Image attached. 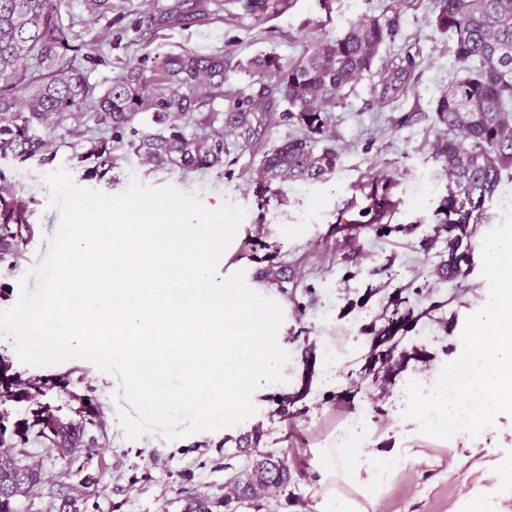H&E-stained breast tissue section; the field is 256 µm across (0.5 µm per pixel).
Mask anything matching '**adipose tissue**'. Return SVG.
Here are the masks:
<instances>
[{"label":"adipose tissue","mask_w":512,"mask_h":512,"mask_svg":"<svg viewBox=\"0 0 512 512\" xmlns=\"http://www.w3.org/2000/svg\"><path fill=\"white\" fill-rule=\"evenodd\" d=\"M392 466V460L379 458L366 469L351 452L322 449L313 492L316 512H375L376 501L368 496V486L373 477L385 475Z\"/></svg>","instance_id":"1"}]
</instances>
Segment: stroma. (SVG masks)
<instances>
[{
    "label": "stroma",
    "mask_w": 512,
    "mask_h": 512,
    "mask_svg": "<svg viewBox=\"0 0 512 512\" xmlns=\"http://www.w3.org/2000/svg\"><path fill=\"white\" fill-rule=\"evenodd\" d=\"M84 0H63V14L92 56L89 81L109 87L144 54L221 51L232 62L274 52L300 56L316 38L342 35L388 0H112L110 18L87 21ZM432 0L407 11L401 37L381 60L412 50L419 65L395 99L379 100L364 77L331 114V141L340 153L334 173L319 183L286 182L258 190L263 153L297 129L268 113L250 146L229 141L223 166L206 172L153 169L117 149L115 167L87 179L75 157L77 130L94 128L91 111L42 128L45 155L0 159V174L24 203L11 225L18 255L0 259V310L19 296V282L48 251L59 224L48 206L46 174L66 170L79 186L108 194L131 179L197 195L210 209L223 203L245 217L221 259L223 274L244 270L251 289L277 301L284 314L282 348L290 355L285 382L257 396L256 413L241 424L167 441L149 433L126 439L112 399L117 379L92 363L70 359L48 367L20 362L11 338L0 336V431L16 447L40 452L37 420L53 412L81 429L77 458L45 460L48 475L70 471L84 495L83 512H189L206 498L211 512H257L225 500L230 485L262 455H285L288 483L259 512H315L309 488L320 451L345 447L394 460L391 474L370 490L376 512H499L512 506V416L472 438L424 436L404 419L405 385H430L434 372L461 352L466 318L487 301L479 244L466 276L448 278V233L436 210L448 195L444 164L432 153L440 135L434 104L455 76L447 34L429 26ZM152 23H145V16ZM386 185L391 212L375 218L376 186Z\"/></svg>",
    "instance_id": "obj_1"
}]
</instances>
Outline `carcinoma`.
<instances>
[{
    "label": "carcinoma",
    "instance_id": "obj_1",
    "mask_svg": "<svg viewBox=\"0 0 512 512\" xmlns=\"http://www.w3.org/2000/svg\"><path fill=\"white\" fill-rule=\"evenodd\" d=\"M60 0H0V159L22 160L47 148L37 128L63 112L93 111L96 124L111 133L89 137L80 159L93 161L84 177H101L113 168V150L128 147L155 168L206 171L224 165L225 138L250 144L262 113L284 103L283 119L300 131L266 151L259 180L273 183L321 182L336 170L339 153L330 141V114L362 76L378 75L380 98L397 91L415 67L405 54L373 70L380 50L402 35L405 10L417 0H390L381 14L363 15L331 40L310 42L293 61L269 52L244 68L267 79L258 97L226 85L230 63L222 53L166 52L126 66L112 85L95 91L85 62L91 57L75 44V21L58 9ZM87 20L112 12V0H84ZM429 24L453 42L458 76L435 102L445 133L432 144L448 172V198L439 222L458 231L448 239V277L462 274L468 251L462 240L479 223L481 207L512 172V0H433ZM144 118L159 126L141 133ZM194 134L187 135L186 129ZM77 425L54 419V441L45 457L70 456ZM8 443L0 433V512H80L68 473L46 475L43 462ZM288 482L285 461L267 453L247 478L249 498L261 499Z\"/></svg>",
    "mask_w": 512,
    "mask_h": 512
}]
</instances>
